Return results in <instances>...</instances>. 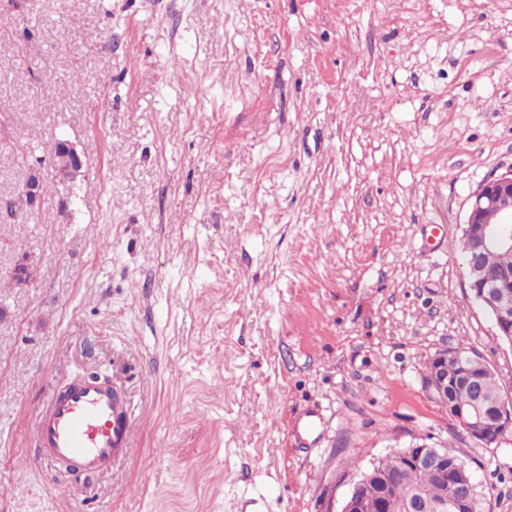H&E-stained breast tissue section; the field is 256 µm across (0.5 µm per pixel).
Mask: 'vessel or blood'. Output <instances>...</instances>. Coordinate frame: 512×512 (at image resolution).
<instances>
[{"label": "vessel or blood", "mask_w": 512, "mask_h": 512, "mask_svg": "<svg viewBox=\"0 0 512 512\" xmlns=\"http://www.w3.org/2000/svg\"><path fill=\"white\" fill-rule=\"evenodd\" d=\"M137 424L117 389L86 376L51 392L40 405L34 439L49 463L97 475L131 454Z\"/></svg>", "instance_id": "b4317fda"}]
</instances>
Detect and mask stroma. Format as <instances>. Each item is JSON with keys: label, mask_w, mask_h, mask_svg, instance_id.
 Segmentation results:
<instances>
[{"label": "stroma", "mask_w": 512, "mask_h": 512, "mask_svg": "<svg viewBox=\"0 0 512 512\" xmlns=\"http://www.w3.org/2000/svg\"><path fill=\"white\" fill-rule=\"evenodd\" d=\"M61 140L81 176L0 219V512H339L416 437L512 512V436L425 381L462 347L512 394L460 261L512 168V0H0V204ZM89 373L134 452L51 476L34 411Z\"/></svg>", "instance_id": "1"}]
</instances>
